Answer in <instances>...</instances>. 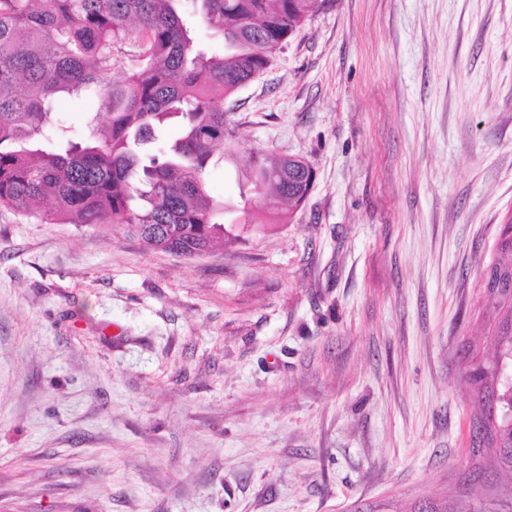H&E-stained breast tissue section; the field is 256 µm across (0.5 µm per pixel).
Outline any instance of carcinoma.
<instances>
[{"mask_svg": "<svg viewBox=\"0 0 512 512\" xmlns=\"http://www.w3.org/2000/svg\"><path fill=\"white\" fill-rule=\"evenodd\" d=\"M318 0H0V208L53 224H120L147 246L193 259L219 241L238 208L210 196L207 174L217 148L232 150L224 95L269 68V59L315 11ZM204 27L224 50L201 43ZM135 43L131 57L122 47ZM118 70L120 81L107 76ZM61 96L97 97L107 122L86 124L83 139L56 117ZM170 121L180 138L156 150ZM275 160L254 157L238 231L258 228L253 200L274 198L292 210ZM501 295H487L498 355L512 369V241L491 261ZM467 374L491 429L473 447L494 453L512 477V411L507 379L492 362L470 356ZM490 498L469 499L467 512H512V493L489 485ZM413 512H458L452 502L423 500Z\"/></svg>", "mask_w": 512, "mask_h": 512, "instance_id": "cac0c4a2", "label": "carcinoma"}]
</instances>
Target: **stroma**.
I'll use <instances>...</instances> for the list:
<instances>
[{
	"label": "stroma",
	"mask_w": 512,
	"mask_h": 512,
	"mask_svg": "<svg viewBox=\"0 0 512 512\" xmlns=\"http://www.w3.org/2000/svg\"><path fill=\"white\" fill-rule=\"evenodd\" d=\"M315 181L190 260L0 209V512H412L454 495L512 210V0H318L224 100Z\"/></svg>",
	"instance_id": "obj_1"
}]
</instances>
